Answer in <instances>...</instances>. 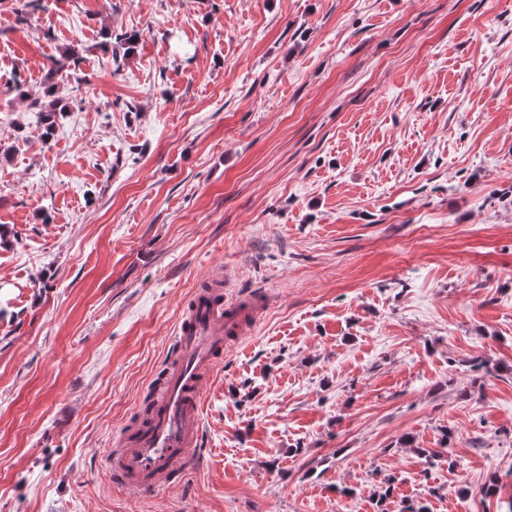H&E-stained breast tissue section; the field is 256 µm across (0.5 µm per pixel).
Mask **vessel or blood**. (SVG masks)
I'll return each instance as SVG.
<instances>
[{
    "label": "vessel or blood",
    "mask_w": 512,
    "mask_h": 512,
    "mask_svg": "<svg viewBox=\"0 0 512 512\" xmlns=\"http://www.w3.org/2000/svg\"><path fill=\"white\" fill-rule=\"evenodd\" d=\"M199 292L171 346V364L154 390L146 423L125 432L106 459L113 483L133 491L168 481L200 440L202 394L215 363L243 335L258 306Z\"/></svg>",
    "instance_id": "1"
}]
</instances>
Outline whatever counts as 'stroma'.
<instances>
[{
  "label": "stroma",
  "instance_id": "stroma-1",
  "mask_svg": "<svg viewBox=\"0 0 512 512\" xmlns=\"http://www.w3.org/2000/svg\"><path fill=\"white\" fill-rule=\"evenodd\" d=\"M69 47L49 130L20 93ZM217 272L262 306L191 469L129 493L104 460ZM390 482L389 512H512V0H0V512Z\"/></svg>",
  "mask_w": 512,
  "mask_h": 512
}]
</instances>
